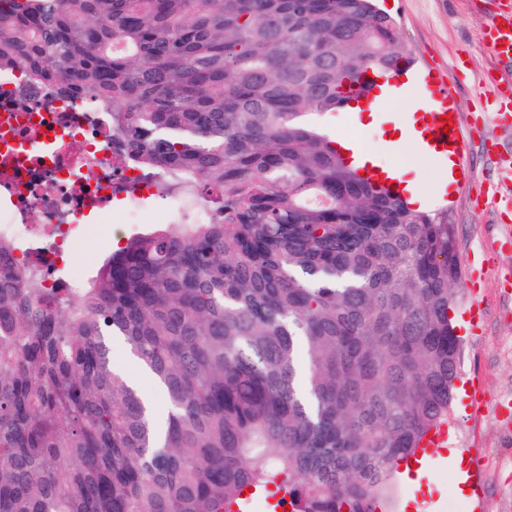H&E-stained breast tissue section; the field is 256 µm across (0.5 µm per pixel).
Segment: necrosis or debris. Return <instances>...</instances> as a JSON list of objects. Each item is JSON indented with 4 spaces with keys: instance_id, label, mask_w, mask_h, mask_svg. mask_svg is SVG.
<instances>
[{
    "instance_id": "4bbe7bcc",
    "label": "necrosis or debris",
    "mask_w": 512,
    "mask_h": 512,
    "mask_svg": "<svg viewBox=\"0 0 512 512\" xmlns=\"http://www.w3.org/2000/svg\"><path fill=\"white\" fill-rule=\"evenodd\" d=\"M104 113L53 88L26 90L21 75L0 80V236L43 272L87 237L85 215L128 224L159 181L125 160Z\"/></svg>"
}]
</instances>
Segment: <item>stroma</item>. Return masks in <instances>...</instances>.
Masks as SVG:
<instances>
[{"instance_id": "35a3bbf8", "label": "stroma", "mask_w": 512, "mask_h": 512, "mask_svg": "<svg viewBox=\"0 0 512 512\" xmlns=\"http://www.w3.org/2000/svg\"><path fill=\"white\" fill-rule=\"evenodd\" d=\"M512 0H379L380 8L399 25L404 54L420 68L444 75L454 109L468 141L464 158L472 178L451 196L430 199V211H445L457 227L462 270L481 276L475 290L464 283L454 289L458 302L452 311L462 337L457 387L448 417V445L438 449L436 463L416 480L390 482L386 512H401L412 498L413 512H512V248L501 246V227L512 225V136L485 118L478 94L488 74L502 72L505 81L492 84L499 96L512 94V64L497 60L486 45L487 25ZM379 129L357 128L351 113L330 112L314 122L338 138L378 140L393 129L401 113L390 104L378 106ZM165 199L146 201L141 223L111 224L90 241L77 242L65 258V279L88 280L112 251L113 240H126L158 221ZM481 310V329L471 334L466 319L470 306ZM126 343H114L112 360L158 412L167 401L151 375L129 358ZM465 456L469 473L466 495H458L450 466L452 453Z\"/></svg>"}]
</instances>
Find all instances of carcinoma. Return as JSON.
I'll use <instances>...</instances> for the list:
<instances>
[{"label": "carcinoma", "mask_w": 512, "mask_h": 512, "mask_svg": "<svg viewBox=\"0 0 512 512\" xmlns=\"http://www.w3.org/2000/svg\"><path fill=\"white\" fill-rule=\"evenodd\" d=\"M402 61L374 0H0V72L91 101L211 213L129 237L77 293L0 238V512H247V489L377 512L448 423L457 231L309 116ZM107 336L163 387L164 437Z\"/></svg>", "instance_id": "cac0c4a2"}]
</instances>
